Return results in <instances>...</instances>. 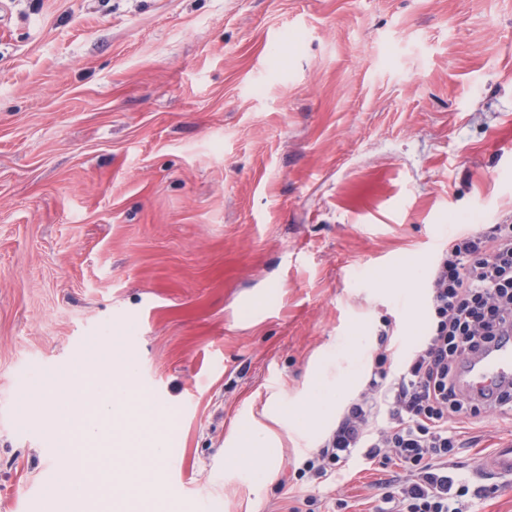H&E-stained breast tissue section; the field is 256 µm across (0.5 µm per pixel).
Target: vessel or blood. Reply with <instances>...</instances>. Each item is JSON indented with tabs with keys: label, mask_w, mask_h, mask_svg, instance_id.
<instances>
[{
	"label": "vessel or blood",
	"mask_w": 512,
	"mask_h": 512,
	"mask_svg": "<svg viewBox=\"0 0 512 512\" xmlns=\"http://www.w3.org/2000/svg\"><path fill=\"white\" fill-rule=\"evenodd\" d=\"M464 385L475 397L491 402L512 388V337L498 338L483 352L469 356L464 366ZM480 470L512 480V440L484 456Z\"/></svg>",
	"instance_id": "1"
}]
</instances>
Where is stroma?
<instances>
[{
	"mask_svg": "<svg viewBox=\"0 0 512 512\" xmlns=\"http://www.w3.org/2000/svg\"><path fill=\"white\" fill-rule=\"evenodd\" d=\"M439 224H512V0H7L0 512H69L56 450L84 445L17 401L120 323L166 408L158 512H371L395 464L299 469L425 333ZM314 386L316 429L278 428L264 480L229 470L236 425ZM462 440L463 512H512L477 472L512 410Z\"/></svg>",
	"mask_w": 512,
	"mask_h": 512,
	"instance_id": "obj_1",
	"label": "stroma"
}]
</instances>
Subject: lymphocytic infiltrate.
Listing matches in <instances>:
<instances>
[{
  "label": "lymphocytic infiltrate",
  "mask_w": 512,
  "mask_h": 512,
  "mask_svg": "<svg viewBox=\"0 0 512 512\" xmlns=\"http://www.w3.org/2000/svg\"><path fill=\"white\" fill-rule=\"evenodd\" d=\"M428 331L391 374L377 354L363 391L313 456L306 471L328 479L354 456L398 462L404 475L385 482L374 512H461L467 480L448 464L459 426L489 413L460 385L466 356L512 325V224L451 239L432 265ZM381 428H374L377 419Z\"/></svg>",
  "instance_id": "obj_1"
}]
</instances>
